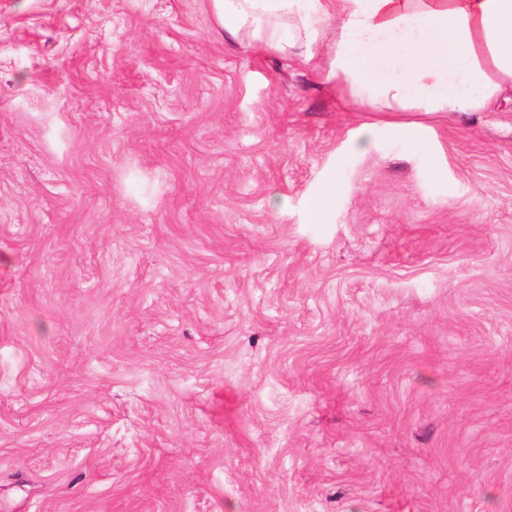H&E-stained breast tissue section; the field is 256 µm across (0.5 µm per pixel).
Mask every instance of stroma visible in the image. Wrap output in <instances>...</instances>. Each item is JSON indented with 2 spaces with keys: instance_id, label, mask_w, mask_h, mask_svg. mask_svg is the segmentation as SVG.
<instances>
[{
  "instance_id": "35a3bbf8",
  "label": "stroma",
  "mask_w": 512,
  "mask_h": 512,
  "mask_svg": "<svg viewBox=\"0 0 512 512\" xmlns=\"http://www.w3.org/2000/svg\"><path fill=\"white\" fill-rule=\"evenodd\" d=\"M337 35L0 0V512H512V103L365 111Z\"/></svg>"
}]
</instances>
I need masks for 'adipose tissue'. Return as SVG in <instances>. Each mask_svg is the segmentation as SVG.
Here are the masks:
<instances>
[{
    "mask_svg": "<svg viewBox=\"0 0 512 512\" xmlns=\"http://www.w3.org/2000/svg\"><path fill=\"white\" fill-rule=\"evenodd\" d=\"M216 24L263 48H303L338 24L329 78L360 107L485 112L512 101V0H211Z\"/></svg>",
    "mask_w": 512,
    "mask_h": 512,
    "instance_id": "1",
    "label": "adipose tissue"
}]
</instances>
